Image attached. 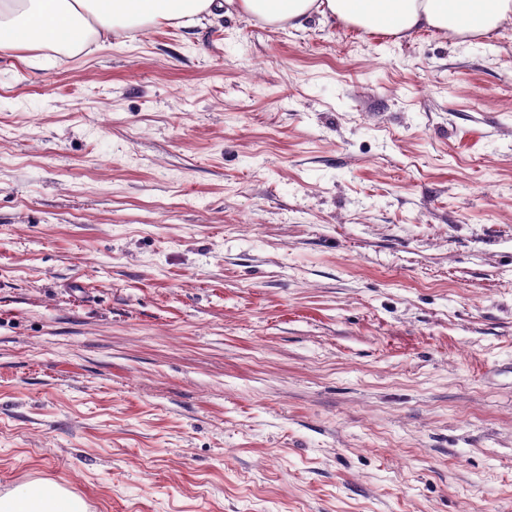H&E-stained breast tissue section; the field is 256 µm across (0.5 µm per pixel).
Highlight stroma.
<instances>
[{
  "label": "stroma",
  "mask_w": 512,
  "mask_h": 512,
  "mask_svg": "<svg viewBox=\"0 0 512 512\" xmlns=\"http://www.w3.org/2000/svg\"><path fill=\"white\" fill-rule=\"evenodd\" d=\"M512 512V19L225 4L0 53V495ZM265 24L304 28L314 15L368 34L403 37L430 29L460 38L490 34L512 19V0H226Z\"/></svg>",
  "instance_id": "35a3bbf8"
}]
</instances>
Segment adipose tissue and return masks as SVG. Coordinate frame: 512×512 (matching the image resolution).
<instances>
[{"label": "adipose tissue", "mask_w": 512, "mask_h": 512, "mask_svg": "<svg viewBox=\"0 0 512 512\" xmlns=\"http://www.w3.org/2000/svg\"><path fill=\"white\" fill-rule=\"evenodd\" d=\"M265 24L300 29L313 16L368 34L403 37L430 29L460 38L490 34L512 19V0H233ZM216 0H0V53L82 52L91 42L162 24L199 23ZM0 512H86L82 500L35 480L0 497Z\"/></svg>", "instance_id": "ef3b65f1"}]
</instances>
